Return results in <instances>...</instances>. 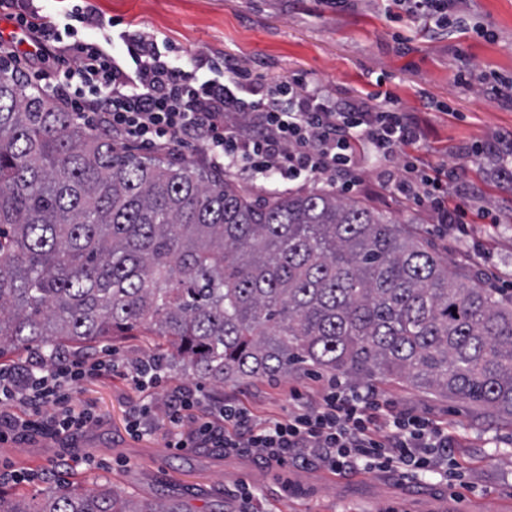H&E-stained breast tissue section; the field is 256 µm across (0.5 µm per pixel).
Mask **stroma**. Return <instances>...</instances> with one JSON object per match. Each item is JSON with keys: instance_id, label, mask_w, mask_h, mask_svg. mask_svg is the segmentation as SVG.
<instances>
[{"instance_id": "35a3bbf8", "label": "stroma", "mask_w": 512, "mask_h": 512, "mask_svg": "<svg viewBox=\"0 0 512 512\" xmlns=\"http://www.w3.org/2000/svg\"><path fill=\"white\" fill-rule=\"evenodd\" d=\"M84 7L115 21L119 32L148 31L176 54L222 63L233 59L269 83L293 75L320 81L334 101L390 92L415 117L421 141L414 154L423 165L455 170L449 195L468 193V234L436 224L428 208L380 183L383 168L398 160L363 158L353 194L391 218L414 222L449 268L472 266L497 287L512 286V182L488 174L474 146L512 144V94L491 88L492 75L512 79V0H448L490 35L437 29L408 15L396 0H84ZM155 344L145 336H116L92 354L110 356L109 373L82 380L71 405L93 420L69 439L44 434L0 442V489H20L38 498L62 481L114 487L152 499L166 493L185 499L192 512H384L406 502L407 512H436L433 482L422 475L401 482L396 475L359 472L341 479L310 460L271 468L253 451L225 455L220 448H174L223 397L246 408L257 421L287 416L292 397L317 405L331 379H262L235 386L199 384L166 371L149 390L137 389L125 370L146 358ZM198 390L202 401L183 420L168 404L179 389ZM396 407L422 412L446 426L454 442L450 457L467 470L454 486L447 512H476V502L512 497V424L484 408L416 389L402 380L378 383ZM140 430H132L133 418ZM250 487V503L242 489Z\"/></svg>"}]
</instances>
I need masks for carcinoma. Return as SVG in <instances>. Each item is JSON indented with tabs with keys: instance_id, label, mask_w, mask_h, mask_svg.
Masks as SVG:
<instances>
[{
	"instance_id": "1",
	"label": "carcinoma",
	"mask_w": 512,
	"mask_h": 512,
	"mask_svg": "<svg viewBox=\"0 0 512 512\" xmlns=\"http://www.w3.org/2000/svg\"><path fill=\"white\" fill-rule=\"evenodd\" d=\"M142 331L203 383L399 379L512 421V296L334 190L273 193L86 129L0 70V361ZM0 512H192L66 482Z\"/></svg>"
}]
</instances>
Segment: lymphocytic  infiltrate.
<instances>
[{
	"mask_svg": "<svg viewBox=\"0 0 512 512\" xmlns=\"http://www.w3.org/2000/svg\"><path fill=\"white\" fill-rule=\"evenodd\" d=\"M0 17L17 24L33 44L32 81L48 84L63 71L71 112L114 139L158 148L189 144L211 168L233 169L253 181L275 174L288 181L326 180L344 193L356 187L366 153L397 158L401 164L386 171V185L429 208L436 223L468 231V197L449 200L441 179L407 154V146L421 139L419 127L392 95L339 105L318 81L293 76L271 85L229 60L221 78H208L201 73L202 60L184 68L148 32L127 35L131 62L125 65L110 51L111 21L79 6L58 19L35 0H0ZM81 24L98 29V38L77 40ZM111 369L87 356L1 366L0 442L37 433L74 436L92 417L67 406V390ZM19 404L30 406L31 414L16 413ZM45 406L55 407L56 415L35 418ZM199 431L200 438L178 441V448H221L228 454L253 448L267 464L279 466L306 450L339 476L357 464L405 479L424 473L444 480L465 476L462 468L438 463L439 451L450 442L445 428L424 414L394 408L371 387L333 389L314 410L297 409L261 423L226 405L210 410Z\"/></svg>",
	"mask_w": 512,
	"mask_h": 512,
	"instance_id": "f902f5d3",
	"label": "lymphocytic infiltrate"
}]
</instances>
